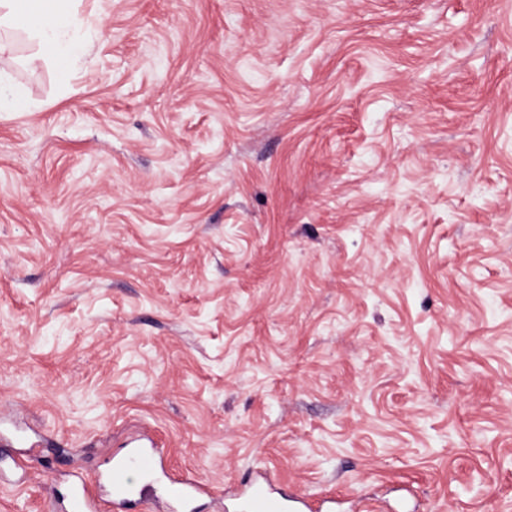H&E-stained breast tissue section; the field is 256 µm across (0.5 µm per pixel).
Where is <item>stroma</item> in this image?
<instances>
[{"label": "stroma", "mask_w": 512, "mask_h": 512, "mask_svg": "<svg viewBox=\"0 0 512 512\" xmlns=\"http://www.w3.org/2000/svg\"><path fill=\"white\" fill-rule=\"evenodd\" d=\"M0 30V512L152 435L216 496L512 512V0H80ZM79 0H1L2 26L29 31L58 63L69 65L84 53L82 40L72 36L82 24ZM0 104L2 108L12 111L21 112L31 107L30 101L27 99L21 89L11 85L8 77L0 72Z\"/></svg>", "instance_id": "obj_1"}]
</instances>
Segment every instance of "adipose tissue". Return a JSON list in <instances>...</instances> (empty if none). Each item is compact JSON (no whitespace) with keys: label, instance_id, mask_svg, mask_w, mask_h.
<instances>
[{"label":"adipose tissue","instance_id":"obj_1","mask_svg":"<svg viewBox=\"0 0 512 512\" xmlns=\"http://www.w3.org/2000/svg\"><path fill=\"white\" fill-rule=\"evenodd\" d=\"M81 24L77 0H0V27L31 32L63 65L84 53L83 41L74 35Z\"/></svg>","mask_w":512,"mask_h":512}]
</instances>
